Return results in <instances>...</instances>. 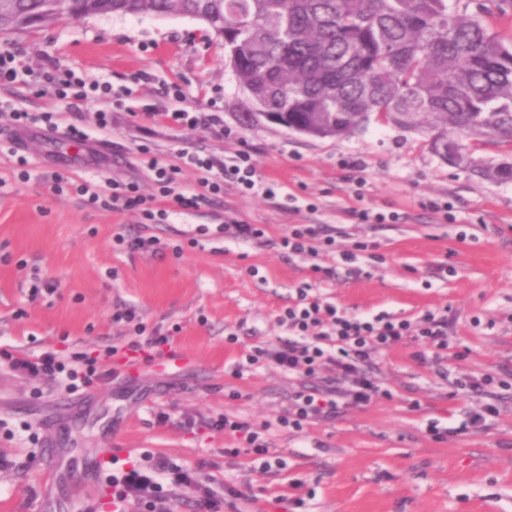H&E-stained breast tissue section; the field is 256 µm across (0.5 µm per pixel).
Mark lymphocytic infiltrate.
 Here are the masks:
<instances>
[{
	"instance_id": "lymphocytic-infiltrate-1",
	"label": "lymphocytic infiltrate",
	"mask_w": 512,
	"mask_h": 512,
	"mask_svg": "<svg viewBox=\"0 0 512 512\" xmlns=\"http://www.w3.org/2000/svg\"><path fill=\"white\" fill-rule=\"evenodd\" d=\"M43 79L56 96L75 108L94 100H123L131 95V87L143 81V74L131 75L130 86L113 88L111 83H86L73 72L52 68L44 71ZM165 96L176 102V109L139 115L130 112V120L147 118L162 121L178 128L203 130L224 139L231 137L225 129L220 109L207 112L183 108L185 93L181 84L167 85ZM142 167L151 172L155 193H143L135 182L114 179L71 180L60 173L53 174L56 192L72 188L85 206L101 210H122L140 213L150 224L166 223L170 212L163 208L165 199H173L183 210H195L224 192L225 183L235 184L245 194L274 197L273 184L257 179L256 167L249 150H241L233 160L212 152H181V165L164 163L147 144H139ZM198 175L197 192L184 194L174 187L183 168ZM280 320L291 336L277 344L254 347L246 356L247 365L272 364L281 370L303 377L323 375L322 384L295 392L287 409L279 414L275 426L302 431L306 425L335 418L340 409L367 404L378 395L380 386L369 371L373 358L390 351L405 340L420 342L421 351L414 358L426 362L428 356H440L448 347V319L433 313L419 321L401 319L387 313L372 317H351L332 304H324L309 297L307 289H299L296 302L288 306ZM112 350H104L94 357L81 356L65 361L56 351L7 355V365L15 372L51 383L66 381L68 389H78L81 382L94 377L111 378L109 360ZM213 428L238 439L231 456L247 455L257 472L272 467L270 450L266 446L262 428L252 426L229 416H219ZM112 488V512H130L131 507H143L147 512H171L174 490L190 488L195 492L196 512H234L243 491L235 485H225L223 493H216L211 479L200 467L179 463L163 454L113 461L107 477Z\"/></svg>"
}]
</instances>
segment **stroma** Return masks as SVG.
Listing matches in <instances>:
<instances>
[{"label":"stroma","instance_id":"35a3bbf8","mask_svg":"<svg viewBox=\"0 0 512 512\" xmlns=\"http://www.w3.org/2000/svg\"><path fill=\"white\" fill-rule=\"evenodd\" d=\"M1 49L37 72L53 61L116 87L147 73L127 101L138 111L167 106L165 85L180 82L184 107H222L236 135L223 140L157 124L156 153L175 164L184 150L231 158L247 149L258 178L278 190L264 199L228 183L212 204L189 213L166 201L167 223L145 227L133 213L94 210L75 194L56 193L50 178L63 151L73 178L134 181L153 193L135 153L142 133L124 110L103 132L92 120L99 102L81 109L90 139L111 143L115 154L94 172L61 131L28 132L25 180L8 152L15 131L0 121V352L50 347L67 358L120 348L110 382L75 392L0 365V456L11 462L0 469V512H78L85 504L110 512V487L91 470L98 448L202 465L215 490L228 483L246 490L239 512H280L277 496L295 491L305 501L297 512H512V182L448 166L424 136L375 123L345 139L240 124L242 94L225 65L223 37L186 16L61 21L0 36ZM0 101L75 120L37 85L0 84ZM433 201L449 203L448 214L430 209ZM363 208L398 212L401 221L359 223L355 212ZM228 218L259 225L264 239L224 238L217 227ZM299 224L320 225L333 248L313 258L282 254L277 240ZM119 233L153 236L161 247L132 252L116 244ZM356 241L371 249L350 274L338 253ZM35 273L55 292L33 296ZM302 288L351 316H447L448 355L421 364L412 357L421 343L405 341L375 358L383 396L300 433L273 427L306 379L243 362L253 346L286 337L278 318ZM117 310L134 311L150 329H175L181 362L124 368L127 326L113 323ZM231 333L237 343H228ZM464 377L485 381L484 390L459 389ZM486 404L498 415L466 430ZM159 408L170 423L157 424ZM224 414L269 423L263 439L283 468L257 474L247 456H226L236 440L208 427ZM50 448L55 474L44 492Z\"/></svg>","mask_w":512,"mask_h":512}]
</instances>
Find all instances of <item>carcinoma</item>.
I'll list each match as a JSON object with an SVG mask.
<instances>
[{
  "instance_id": "obj_1",
  "label": "carcinoma",
  "mask_w": 512,
  "mask_h": 512,
  "mask_svg": "<svg viewBox=\"0 0 512 512\" xmlns=\"http://www.w3.org/2000/svg\"><path fill=\"white\" fill-rule=\"evenodd\" d=\"M199 0H112L132 16L192 13ZM243 93L244 125L348 138L372 121L427 137L442 162L496 182L456 140L512 145V0H210Z\"/></svg>"
}]
</instances>
